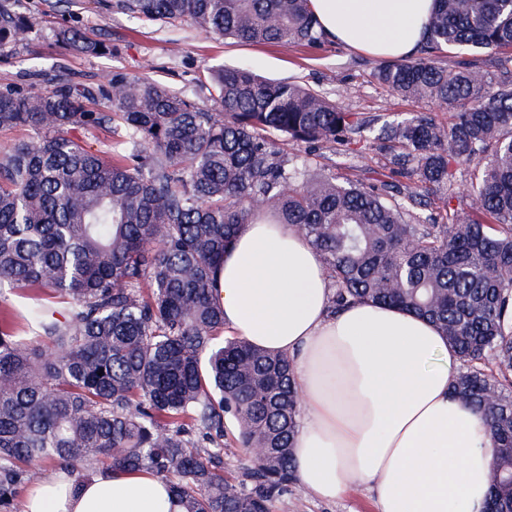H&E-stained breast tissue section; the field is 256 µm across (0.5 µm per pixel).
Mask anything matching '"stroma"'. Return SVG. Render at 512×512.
Returning <instances> with one entry per match:
<instances>
[{"instance_id":"stroma-1","label":"stroma","mask_w":512,"mask_h":512,"mask_svg":"<svg viewBox=\"0 0 512 512\" xmlns=\"http://www.w3.org/2000/svg\"><path fill=\"white\" fill-rule=\"evenodd\" d=\"M22 4L40 38L17 53L0 55V84L22 82L24 73L32 71L48 75L59 66L72 76L96 81L121 70L151 77L204 104L208 101L212 67L244 65L271 80L313 87L351 111L384 121L431 108L427 102L391 95L372 76L375 57L333 41L310 50L289 44L270 46L225 40L185 23L138 21L100 0H87L77 6L66 4L65 0H56L51 7L45 6L44 0H22ZM64 23L80 28L92 38L109 41L111 53L91 56L53 47V34ZM312 160L339 179L371 177L380 164L372 150L360 156H346L323 148ZM272 512H374V504L370 495L358 488L336 501L324 502L310 497L294 483L274 502Z\"/></svg>"}]
</instances>
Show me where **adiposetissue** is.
<instances>
[{"label":"adipose tissue","mask_w":512,"mask_h":512,"mask_svg":"<svg viewBox=\"0 0 512 512\" xmlns=\"http://www.w3.org/2000/svg\"><path fill=\"white\" fill-rule=\"evenodd\" d=\"M435 0H311L326 34L377 58L423 41ZM224 327L296 368L303 413L293 443L298 485L333 501L352 485L376 512H485L491 437L479 409L454 399L456 355L434 324L355 303L332 312L319 254L285 224L245 225L217 272ZM23 512H181L147 472L75 481L45 473Z\"/></svg>","instance_id":"ef3b65f1"}]
</instances>
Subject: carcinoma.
<instances>
[{"label":"carcinoma","instance_id":"1","mask_svg":"<svg viewBox=\"0 0 512 512\" xmlns=\"http://www.w3.org/2000/svg\"><path fill=\"white\" fill-rule=\"evenodd\" d=\"M311 0H114L132 18L254 44L327 41ZM418 55L380 59L375 80L436 110L374 128L319 90L247 68L211 71L204 107L115 70L100 83L0 86V512L50 462L146 471L183 512H270L296 482L300 391L292 360L232 337L214 296L224 253L247 224H287L317 250L331 310L370 301L433 322L460 368L451 395L490 421L489 500L512 512V58L487 72L445 49L512 47V0H435ZM40 38L21 0H0V53ZM54 45L112 46L62 26ZM376 129L372 140L366 130ZM104 130L93 151L84 140ZM354 154L385 172L340 182L289 163L278 139ZM475 170L468 212L451 206ZM417 205L431 206L421 219ZM44 344L35 346L24 335ZM266 449L224 477V418Z\"/></svg>","mask_w":512,"mask_h":512}]
</instances>
